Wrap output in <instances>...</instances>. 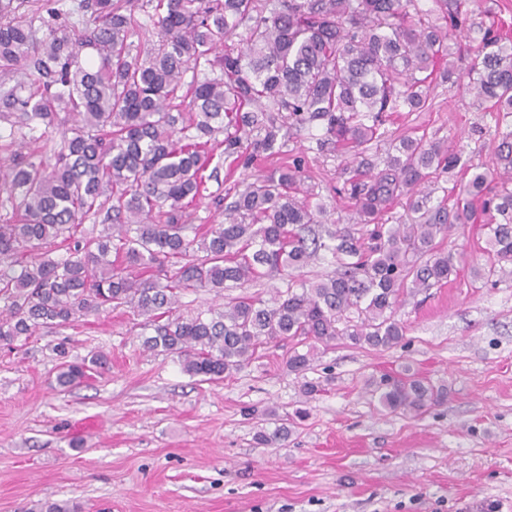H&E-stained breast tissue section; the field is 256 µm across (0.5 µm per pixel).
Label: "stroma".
Segmentation results:
<instances>
[{
    "instance_id": "stroma-1",
    "label": "stroma",
    "mask_w": 512,
    "mask_h": 512,
    "mask_svg": "<svg viewBox=\"0 0 512 512\" xmlns=\"http://www.w3.org/2000/svg\"><path fill=\"white\" fill-rule=\"evenodd\" d=\"M323 134L282 129L279 153L209 181L192 224L222 221L217 199L301 156L329 227L357 231L341 192L355 163L320 146ZM406 136L453 140L470 163L495 164L496 115L462 87L435 83L425 109L392 114L366 158L382 165ZM481 236L469 224L444 240L457 274L402 298L400 344L333 342L302 377L286 366L289 344L272 342L232 376L200 381L177 355L146 350L125 306L0 343V512L47 499L80 512H512V276L474 278L489 265ZM61 342L70 360L101 352L109 363L59 391ZM407 371L446 387L447 400L416 417L376 410L368 380ZM289 416L286 441L256 442Z\"/></svg>"
}]
</instances>
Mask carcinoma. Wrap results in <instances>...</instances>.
<instances>
[{"instance_id": "1", "label": "carcinoma", "mask_w": 512, "mask_h": 512, "mask_svg": "<svg viewBox=\"0 0 512 512\" xmlns=\"http://www.w3.org/2000/svg\"><path fill=\"white\" fill-rule=\"evenodd\" d=\"M410 2L0 0V118H14L9 137L19 146L0 163V342L127 306L152 327L143 346L177 354L192 376L222 379L277 341L293 343L286 365L299 375L319 344H399L400 294L448 283L455 257L436 238L478 212L491 260L482 277L512 275V36L484 29L457 70L443 62L450 33L471 29L461 0H434V16L410 14ZM151 28L157 40H132ZM234 36L240 45L226 44ZM216 69L214 78L196 75ZM447 76L501 116L500 169L469 164L443 142L407 138L383 169L345 188L357 236L300 235L322 223L324 210L298 197V158L248 185L224 208V222L188 223L189 207L217 176L216 147L236 165L277 153L279 117L318 122L324 140L358 149L382 137L388 113L417 111ZM61 108L72 124L51 155L22 152L37 130L56 125ZM255 129L262 135L249 138ZM457 171L465 181L453 204L432 205L425 185ZM403 196L412 223H382ZM87 221L104 230L85 233ZM322 249L336 274L293 279ZM276 274L289 277L287 287L268 301L235 297L209 317L173 316L184 291L242 288ZM56 351L63 391L107 364L100 353L69 362L63 343ZM371 395L392 413L418 415L446 392L414 373L380 379ZM287 437L284 423L256 434L262 444Z\"/></svg>"}]
</instances>
